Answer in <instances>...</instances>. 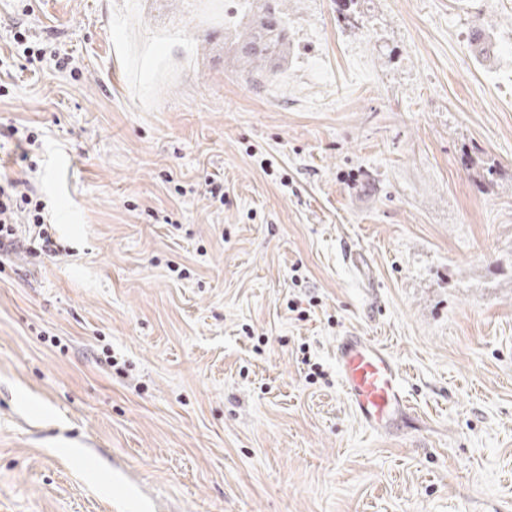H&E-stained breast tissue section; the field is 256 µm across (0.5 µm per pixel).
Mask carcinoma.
I'll return each mask as SVG.
<instances>
[{"label": "carcinoma", "instance_id": "carcinoma-1", "mask_svg": "<svg viewBox=\"0 0 512 512\" xmlns=\"http://www.w3.org/2000/svg\"><path fill=\"white\" fill-rule=\"evenodd\" d=\"M236 43L240 58L256 75L274 79L277 75L276 62L287 58L290 47L284 0H264L247 26L236 33ZM470 44L487 58L493 55V44L486 39L482 24L473 27Z\"/></svg>", "mask_w": 512, "mask_h": 512}]
</instances>
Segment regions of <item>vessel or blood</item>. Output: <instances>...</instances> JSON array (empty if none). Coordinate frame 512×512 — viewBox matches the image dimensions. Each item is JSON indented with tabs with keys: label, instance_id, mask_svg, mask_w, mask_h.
Listing matches in <instances>:
<instances>
[{
	"label": "vessel or blood",
	"instance_id": "b4317fda",
	"mask_svg": "<svg viewBox=\"0 0 512 512\" xmlns=\"http://www.w3.org/2000/svg\"><path fill=\"white\" fill-rule=\"evenodd\" d=\"M335 356L346 399L366 431L389 432L408 414L411 404L400 368L383 345L371 337L350 333L337 339Z\"/></svg>",
	"mask_w": 512,
	"mask_h": 512
}]
</instances>
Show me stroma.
I'll use <instances>...</instances> for the list:
<instances>
[{"label": "stroma", "instance_id": "1", "mask_svg": "<svg viewBox=\"0 0 512 512\" xmlns=\"http://www.w3.org/2000/svg\"><path fill=\"white\" fill-rule=\"evenodd\" d=\"M285 9L268 81L240 0H0V174L66 248L0 258V512H512V0ZM349 332L399 432L352 413ZM335 356L346 399L366 431L389 432L409 413L400 368L383 345L370 336L350 333L336 340Z\"/></svg>", "mask_w": 512, "mask_h": 512}]
</instances>
